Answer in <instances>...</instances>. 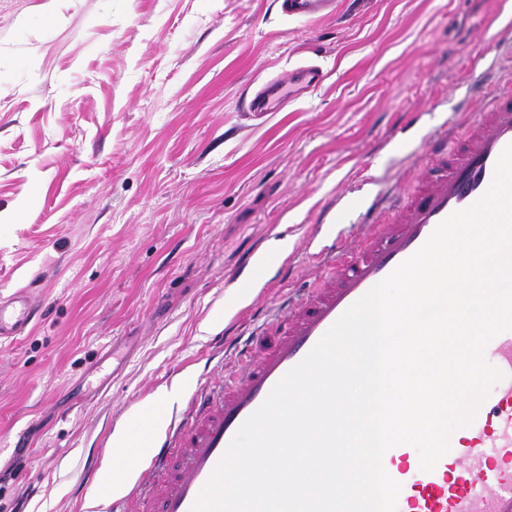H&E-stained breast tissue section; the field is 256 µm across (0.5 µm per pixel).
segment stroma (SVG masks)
<instances>
[{"label":"stroma","instance_id":"stroma-1","mask_svg":"<svg viewBox=\"0 0 512 512\" xmlns=\"http://www.w3.org/2000/svg\"><path fill=\"white\" fill-rule=\"evenodd\" d=\"M491 18L512 0H0V295L38 304L0 343V512L110 496L114 436L170 414L219 331L321 274L309 237L358 235L343 204L409 186L491 95ZM304 63L317 89L243 110ZM251 258L289 272L237 280ZM280 13L284 17L314 19L335 11L334 0H278Z\"/></svg>","mask_w":512,"mask_h":512}]
</instances>
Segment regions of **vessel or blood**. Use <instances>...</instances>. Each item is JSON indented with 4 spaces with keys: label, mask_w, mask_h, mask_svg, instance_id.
I'll return each instance as SVG.
<instances>
[{
    "label": "vessel or blood",
    "mask_w": 512,
    "mask_h": 512,
    "mask_svg": "<svg viewBox=\"0 0 512 512\" xmlns=\"http://www.w3.org/2000/svg\"><path fill=\"white\" fill-rule=\"evenodd\" d=\"M278 4L287 18H320L336 8L335 0ZM324 79L318 65L296 66L257 86L246 109L282 111ZM507 84L485 111L467 113L456 140L442 131L427 141L430 162L411 190L373 196L355 241L338 237L320 251L326 271L315 287L289 296L235 348L240 374L224 371L197 384L186 409L153 436L145 471L121 497L105 499L101 512H192L236 432L273 386L443 220L485 195L499 156L512 144V75ZM35 309L24 290L0 298V342L20 337ZM485 353L501 378L473 421L451 433L450 448L434 470H422L417 449L397 445L385 452L383 467L401 486L396 512H512V330L494 337Z\"/></svg>",
    "instance_id": "1"
}]
</instances>
